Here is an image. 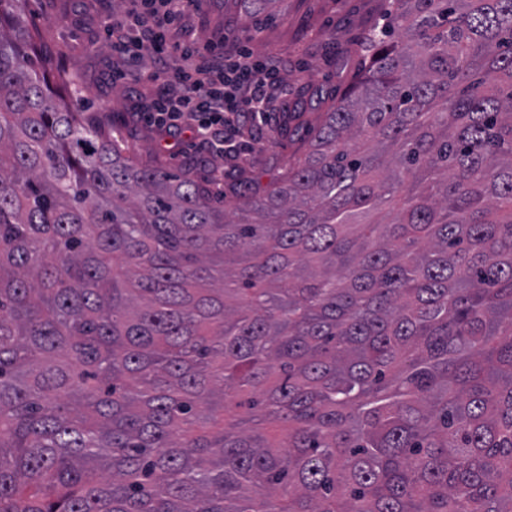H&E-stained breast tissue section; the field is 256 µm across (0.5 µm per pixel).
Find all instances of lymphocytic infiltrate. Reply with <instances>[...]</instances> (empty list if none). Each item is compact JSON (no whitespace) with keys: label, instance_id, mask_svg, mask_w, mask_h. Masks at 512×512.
<instances>
[{"label":"lymphocytic infiltrate","instance_id":"obj_1","mask_svg":"<svg viewBox=\"0 0 512 512\" xmlns=\"http://www.w3.org/2000/svg\"><path fill=\"white\" fill-rule=\"evenodd\" d=\"M190 5L191 0H142L135 34H128L119 21L107 22L106 34L113 51L135 58L146 52L153 58L148 78L162 91L145 110V122L167 130L188 128L221 153L239 123L270 122L266 103L270 90L282 82L281 69L253 57L231 34L202 42L173 40L170 29Z\"/></svg>","mask_w":512,"mask_h":512}]
</instances>
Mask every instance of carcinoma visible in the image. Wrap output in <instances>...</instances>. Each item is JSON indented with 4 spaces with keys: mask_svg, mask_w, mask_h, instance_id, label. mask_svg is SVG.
Returning <instances> with one entry per match:
<instances>
[{
    "mask_svg": "<svg viewBox=\"0 0 512 512\" xmlns=\"http://www.w3.org/2000/svg\"><path fill=\"white\" fill-rule=\"evenodd\" d=\"M0 0V512H512V0H386L263 193L144 164ZM285 430L279 443L265 425Z\"/></svg>",
    "mask_w": 512,
    "mask_h": 512,
    "instance_id": "cac0c4a2",
    "label": "carcinoma"
}]
</instances>
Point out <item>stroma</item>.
<instances>
[{"label": "stroma", "mask_w": 512, "mask_h": 512, "mask_svg": "<svg viewBox=\"0 0 512 512\" xmlns=\"http://www.w3.org/2000/svg\"><path fill=\"white\" fill-rule=\"evenodd\" d=\"M131 7L130 0H28L41 35L40 53L51 74L85 85L88 111L113 117L141 158L177 174L197 162L208 178L225 186L224 206L232 208L236 198L230 186L237 157H216L189 135H171L138 122L137 111L157 90L147 79L153 62L146 54L133 62L113 53L102 30L109 16H124ZM381 12V0H273L261 13L254 11L251 0H204L201 10L187 13L174 37L204 40L225 29L247 38L254 54L284 60L285 85L270 99L272 123L240 127L236 136L239 146L249 151V163L266 181L302 146L288 123L299 90L315 92L306 117L317 120L338 90V73L354 39ZM115 69L127 72V80L112 82L108 74Z\"/></svg>", "instance_id": "obj_1"}]
</instances>
